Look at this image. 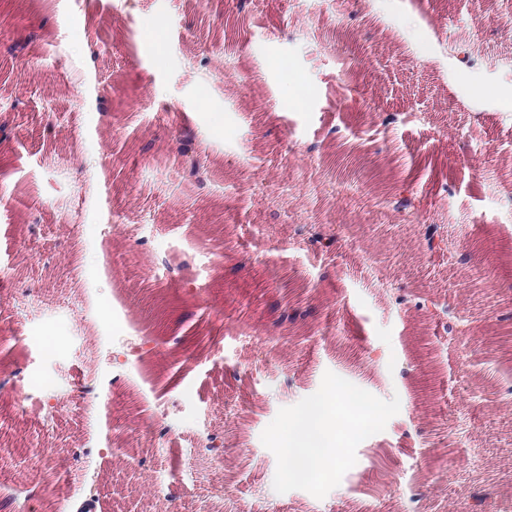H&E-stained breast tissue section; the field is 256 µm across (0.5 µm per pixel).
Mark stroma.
<instances>
[{"label": "stroma", "instance_id": "obj_1", "mask_svg": "<svg viewBox=\"0 0 512 512\" xmlns=\"http://www.w3.org/2000/svg\"><path fill=\"white\" fill-rule=\"evenodd\" d=\"M250 0L229 19L197 0H142L137 18L78 0L43 16L38 65L0 55V504L62 512L94 480L93 512H512V12L505 0ZM470 46L449 66L429 33ZM140 35L137 51L130 36ZM223 56L199 65L204 45ZM495 93L473 123L468 85ZM211 109H196L199 97ZM306 108H297L296 98ZM402 112L380 163L411 176L421 222L375 206L377 179L324 165L306 146L351 139L367 113ZM198 132L215 175L201 193L177 172L174 129ZM297 144L282 151L284 139ZM94 158L92 179L76 169ZM260 177L269 192L251 196ZM445 246L425 253L422 223ZM330 224L335 253L295 225ZM250 265L235 270L240 252ZM186 264L183 281L167 268ZM305 285L311 329L265 331L272 273ZM427 292L470 321L447 332L396 307L385 283ZM201 336L153 374L102 361L135 329ZM336 386L379 406L342 440L351 465L288 481L279 426ZM163 400L164 414L153 411Z\"/></svg>", "mask_w": 512, "mask_h": 512}]
</instances>
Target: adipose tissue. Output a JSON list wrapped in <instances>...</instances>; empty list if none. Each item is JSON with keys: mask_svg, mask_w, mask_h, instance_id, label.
I'll return each mask as SVG.
<instances>
[{"mask_svg": "<svg viewBox=\"0 0 512 512\" xmlns=\"http://www.w3.org/2000/svg\"><path fill=\"white\" fill-rule=\"evenodd\" d=\"M373 414L362 397L332 387L326 395L305 406L284 423L285 437L279 450L287 479L298 480L334 463H345L339 441L350 429L352 411Z\"/></svg>", "mask_w": 512, "mask_h": 512, "instance_id": "adipose-tissue-1", "label": "adipose tissue"}]
</instances>
